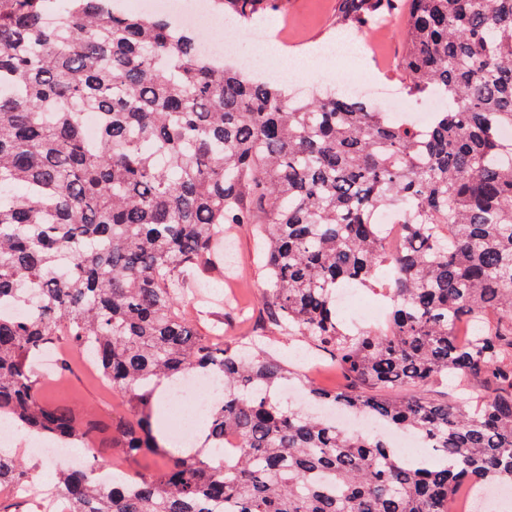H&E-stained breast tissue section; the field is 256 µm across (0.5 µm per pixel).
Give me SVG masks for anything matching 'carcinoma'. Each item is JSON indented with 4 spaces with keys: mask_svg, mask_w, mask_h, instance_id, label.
Segmentation results:
<instances>
[{
    "mask_svg": "<svg viewBox=\"0 0 512 512\" xmlns=\"http://www.w3.org/2000/svg\"><path fill=\"white\" fill-rule=\"evenodd\" d=\"M250 19L272 0H213ZM404 13L400 70L445 107L419 131L344 92L299 97L202 55L193 34L102 0H0V418L64 446L98 426L43 392L35 367L91 354L128 415L125 457L164 452L156 392L219 375L202 448L96 485L62 473L70 512H451L475 482L512 486V0H341L336 25ZM99 129L88 142L82 114ZM400 214L387 249L379 212ZM265 240L267 323L334 359L352 389L306 386L317 408L425 434L439 463L286 408L299 370L256 335L220 343L184 312L224 259V225ZM391 272L384 331L350 330L336 290ZM446 380L448 400L402 390ZM238 452L224 455V434ZM29 477L0 449V490Z\"/></svg>",
    "mask_w": 512,
    "mask_h": 512,
    "instance_id": "cac0c4a2",
    "label": "carcinoma"
}]
</instances>
